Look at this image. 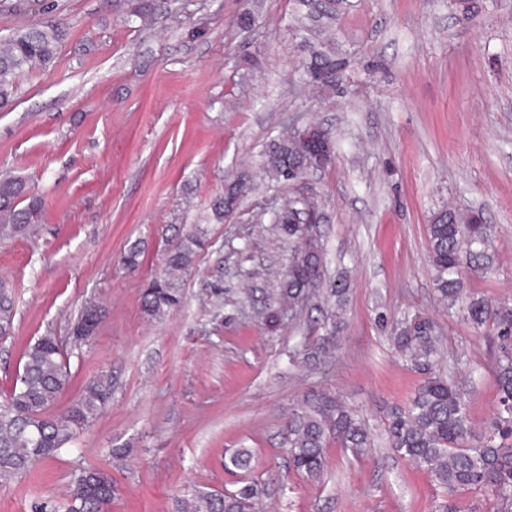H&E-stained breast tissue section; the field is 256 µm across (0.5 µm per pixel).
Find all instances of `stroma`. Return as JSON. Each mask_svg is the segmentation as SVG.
Masks as SVG:
<instances>
[{
  "mask_svg": "<svg viewBox=\"0 0 512 512\" xmlns=\"http://www.w3.org/2000/svg\"><path fill=\"white\" fill-rule=\"evenodd\" d=\"M137 2L25 0L0 13L1 37L39 22L66 30L55 63L26 73L0 112V172L45 202L35 234L0 228V285L16 305L0 400L29 344L68 336L90 301L104 317L93 339L67 345L70 382L53 414L112 378L87 428L0 485V512L63 497L87 466L110 473V512H175L187 486L244 480L258 483L263 512H437L440 487L387 444L390 409L422 381L391 338L405 316L433 319L482 434L498 403L495 347L441 301L428 224L445 207L482 211L497 261L464 274L465 289L512 303V0H345L316 33L299 27L297 0H151L145 28L128 17ZM311 43L346 62L333 91L305 81ZM309 125L330 133L333 165L270 180L267 145ZM242 171L256 188L207 225L180 307L146 316L141 295L169 241ZM291 196L318 204L306 232L326 250V284H348L343 310L320 296L290 311L276 302L296 240L271 217ZM136 241L131 271L123 256ZM317 395L375 439L360 456L330 444L318 482L294 470L285 440ZM234 448L251 450L250 471L225 470Z\"/></svg>",
  "mask_w": 512,
  "mask_h": 512,
  "instance_id": "35a3bbf8",
  "label": "stroma"
}]
</instances>
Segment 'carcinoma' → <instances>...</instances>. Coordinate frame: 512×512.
<instances>
[{"instance_id":"obj_1","label":"carcinoma","mask_w":512,"mask_h":512,"mask_svg":"<svg viewBox=\"0 0 512 512\" xmlns=\"http://www.w3.org/2000/svg\"><path fill=\"white\" fill-rule=\"evenodd\" d=\"M64 30L58 24L42 23L18 28L0 38V110L13 106L20 77L34 68H48L57 59ZM340 65L336 55L313 50L306 63V81L314 89L336 87ZM328 133L310 126L301 133L285 132L264 152L263 170L276 181L296 172L307 176L305 136ZM246 189V178L239 176L224 194L210 204L207 220L221 223L233 213ZM318 216L313 202L303 197L288 199L275 220L286 225L288 234L298 232L300 216ZM42 220V202L28 195L20 177L0 176V224L16 232H27ZM489 226L479 211L442 209L428 224L429 259L434 270L436 290L448 308L461 305L466 320L475 328H491L496 333L498 354L493 372L498 386L499 408L488 425V432L477 444L468 443L471 421L468 405L449 377L435 370L439 339L428 317L414 315L401 323L393 345L400 356L425 376L413 398L404 408L392 411L388 425L391 448L434 477L447 494L442 512H460L455 494L474 489L493 497L496 512H512V304L491 303L467 294L462 271L486 273L494 263L488 251ZM205 229H194L176 238L167 249L164 274L144 289L143 312L163 317L180 307L182 277L192 270L205 245ZM324 248L316 241H302L296 247L283 274L278 304L293 306L306 300L312 287L324 275ZM12 292L0 288V338H7L15 318ZM103 308L87 303L71 328V338L79 342L97 334ZM69 384L63 340L52 332L38 337L23 355L22 372L7 403L0 406V480L8 481L28 472L37 462L55 456L86 427L112 398V379L106 375L90 381L77 403L58 415L50 414ZM331 439L359 455L373 447L371 434L362 420L332 400H323L293 416L288 423V454L294 468L311 480L321 478L325 448ZM251 452L235 449L225 455L228 471L249 467ZM113 486L110 474L99 467H88L75 475L62 503L47 500L35 512H108ZM260 490L246 483L224 493L203 486L185 490L176 512H250Z\"/></svg>"}]
</instances>
